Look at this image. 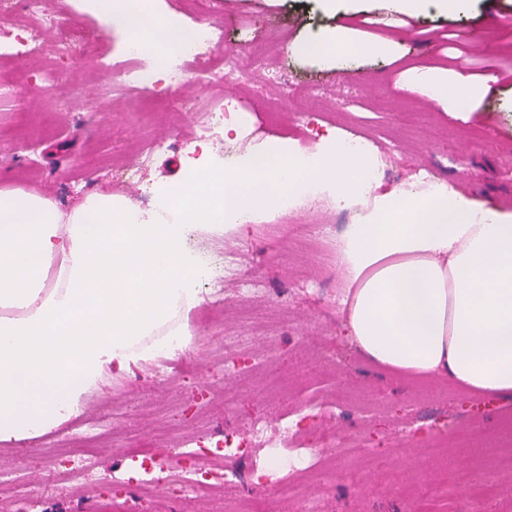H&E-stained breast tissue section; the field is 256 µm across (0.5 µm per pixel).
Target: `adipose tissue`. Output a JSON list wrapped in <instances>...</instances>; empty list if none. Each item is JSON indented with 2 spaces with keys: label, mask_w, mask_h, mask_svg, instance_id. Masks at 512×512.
<instances>
[{
  "label": "adipose tissue",
  "mask_w": 512,
  "mask_h": 512,
  "mask_svg": "<svg viewBox=\"0 0 512 512\" xmlns=\"http://www.w3.org/2000/svg\"><path fill=\"white\" fill-rule=\"evenodd\" d=\"M374 166L335 142L313 177L357 205L358 179ZM194 176L156 190L163 201L188 198L171 218L109 193L66 214L42 196L0 190V440L57 427L106 365L153 355L144 336L199 305L188 226L223 224L242 206L276 208L280 188L305 181L296 167L269 172L255 158ZM217 180L220 209L208 201ZM336 265L347 285L343 328L367 360L397 377L512 396V214L477 209L444 183L402 189L347 225Z\"/></svg>",
  "instance_id": "adipose-tissue-1"
}]
</instances>
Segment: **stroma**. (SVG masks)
Returning a JSON list of instances; mask_svg holds the SVG:
<instances>
[{
  "mask_svg": "<svg viewBox=\"0 0 512 512\" xmlns=\"http://www.w3.org/2000/svg\"><path fill=\"white\" fill-rule=\"evenodd\" d=\"M160 15L224 26L217 56L244 46L259 49L279 43L288 58L287 83L263 76L231 78L221 89L194 83L153 102L147 127L130 117L140 102L129 94L101 108L98 91L107 84L94 55L76 51L54 61L58 89L42 94V75L31 70L25 106L40 112L39 138H15L13 106L0 107V134L10 140L12 161L0 164V189L14 188L51 200L70 212L98 191L134 204L151 198L152 186L181 181L199 159L195 153L168 152L135 189L113 178L111 169L83 175L85 157L96 151L119 154L144 134L167 136L191 129V114L214 92L231 100L243 95L255 103V122L265 123L266 147L285 143L299 151L317 149L329 135L368 138L369 151L384 166L377 189L386 196L409 188L431 172L482 210L512 213V0H466L463 11L447 16L440 0H425L397 26L381 23L394 11L392 0H198L195 13L183 14V0H154ZM414 67L442 71L455 89H476L468 111L448 112L411 85ZM96 72L87 93L70 91L77 70ZM308 86L305 97L288 84ZM43 155L40 173L20 177L21 159L30 149ZM275 225L263 237L257 226L242 224L232 237L246 267L269 280L271 291L244 302L236 285L224 284L220 317L200 326L205 305H198L187 328L193 340L172 359V374L147 375L143 359L107 366L96 387L111 394L121 418L111 429L96 461L103 470L124 463L128 447L152 437L157 466L180 463L185 436L201 443L222 434L241 433L251 419L276 422L293 406L298 392L317 399L335 398V408L300 427V440L314 448L322 432L361 443L364 459L337 455L325 481L312 483L320 512H406L418 492H426L430 512H512V464L500 450V433L512 422V397L475 395L438 380H394L350 344L342 325L340 300L345 282L333 260L308 246L319 226L334 234L346 226L334 197L310 203L292 215L262 213L259 224ZM316 282L320 290L309 294ZM256 336L238 348L239 363L249 371L229 379L216 353L234 336ZM65 429L0 443V471L23 473L36 490L53 488L51 512H218L232 496L264 500L268 512H289V504L262 485H224L213 493L187 498L173 489L148 493L128 488L116 498L110 484L81 490L61 479L77 457L65 445ZM483 462L481 479L502 487L498 496L464 500L454 475L461 467ZM360 469L361 487L348 478ZM394 469L396 486L378 492L380 479Z\"/></svg>",
  "mask_w": 512,
  "mask_h": 512,
  "instance_id": "stroma-1",
  "label": "stroma"
}]
</instances>
